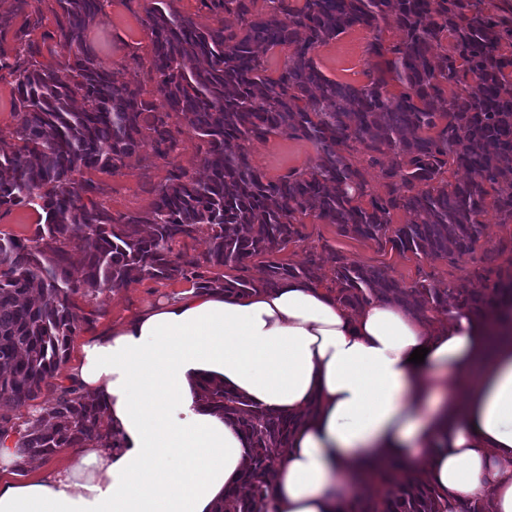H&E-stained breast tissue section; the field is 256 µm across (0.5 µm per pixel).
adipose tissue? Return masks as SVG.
I'll list each match as a JSON object with an SVG mask.
<instances>
[{"label": "adipose tissue", "mask_w": 512, "mask_h": 512, "mask_svg": "<svg viewBox=\"0 0 512 512\" xmlns=\"http://www.w3.org/2000/svg\"><path fill=\"white\" fill-rule=\"evenodd\" d=\"M70 375L100 397L121 447L12 482L1 443L0 512H211L242 484L246 441L201 406L206 379L307 415L276 455L264 512H336L360 470L421 454L449 506L512 512V338L466 308L423 322L395 304L351 310L303 281L192 290L84 343Z\"/></svg>", "instance_id": "ef3b65f1"}]
</instances>
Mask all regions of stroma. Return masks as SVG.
I'll return each mask as SVG.
<instances>
[{
    "label": "stroma",
    "instance_id": "obj_1",
    "mask_svg": "<svg viewBox=\"0 0 512 512\" xmlns=\"http://www.w3.org/2000/svg\"><path fill=\"white\" fill-rule=\"evenodd\" d=\"M147 3L148 0H107L102 22L90 26L85 33L87 48L104 69L120 70L124 81L145 87L150 84L147 60L151 52L150 33L143 23ZM370 39L368 30L352 29L319 47L315 58L331 78L355 87L362 86L380 64L378 58L367 52ZM251 158L256 169L266 178L274 179L294 169L311 167L316 160V150L307 141L273 135L267 141L252 145ZM169 167L170 164L155 156L151 147L146 145L118 171L97 172L93 178L105 185L104 202L112 214L118 216L149 209L154 200L152 189L164 183ZM303 232L304 241L289 245L282 253L289 262H302L312 248L324 256L338 251L350 259L385 269L407 287L426 278L445 284L473 273L479 267L478 254L446 262L383 251L375 243L341 236L335 225L322 223L310 216L304 219ZM189 288L186 282L145 280L127 288L98 293L90 303L98 315L73 337L67 364L76 362L82 343L104 329L122 323L158 302L173 299Z\"/></svg>",
    "mask_w": 512,
    "mask_h": 512
}]
</instances>
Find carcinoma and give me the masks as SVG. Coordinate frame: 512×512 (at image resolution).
<instances>
[{
  "label": "carcinoma",
  "mask_w": 512,
  "mask_h": 512,
  "mask_svg": "<svg viewBox=\"0 0 512 512\" xmlns=\"http://www.w3.org/2000/svg\"><path fill=\"white\" fill-rule=\"evenodd\" d=\"M103 2L55 0L54 36L64 57L55 65L37 60L30 35L41 17L26 12L28 0L0 11V34L13 31L15 43L12 57L0 45V70L14 76L17 117L16 143L0 152V208L32 207L40 215L31 237L0 235V441L16 437L20 467L62 448L122 447L89 391L60 385L52 402L34 404L94 316L78 296L90 302L145 279L242 295L290 280L321 285L315 252L299 264L278 258L305 240L301 217L308 215L401 256L451 262L475 252L487 209L512 223V84L505 73L512 56L501 52L512 31L472 0H264L261 9L257 0H201L216 18L208 27L168 0H151L144 20L152 36L151 92L103 69L87 49L85 31L100 21ZM223 13L238 26H225ZM355 27L372 33L368 53L386 58V68L359 88L330 78L314 55ZM386 27L402 38L385 44ZM445 40L449 48L434 52ZM278 47L288 56L268 75L263 55ZM392 81L399 92L389 90ZM444 82L456 85L453 95ZM185 128L202 143L206 178L176 166L148 210L114 218L98 201L105 187L84 174L114 172L147 143L169 158ZM275 134L312 143L314 165L276 180L257 171L249 147ZM374 169L381 194L372 189ZM459 169L475 180L450 181ZM397 211L410 220L392 223ZM199 232L210 241L204 254L173 251ZM510 245L484 254L496 279L482 293L467 277L446 288L428 279L405 287L339 252L329 290L352 310L377 300L422 321L450 306L512 311V274L490 267ZM74 252L84 262L78 279L69 270ZM255 264L264 269L260 278L249 275ZM201 402L247 443L246 492L226 494L214 512H262L273 491L272 450L287 447L294 420L220 382L202 386ZM24 405L33 415L19 423L15 412ZM398 468L392 461L370 475L362 494L338 512H448L438 487L417 476L402 481Z\"/></svg>",
  "instance_id": "1"
}]
</instances>
